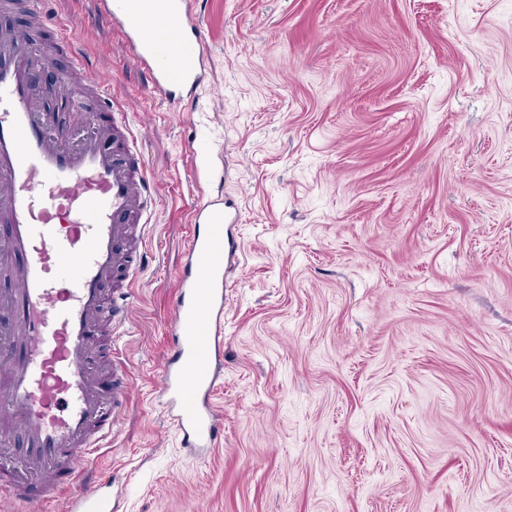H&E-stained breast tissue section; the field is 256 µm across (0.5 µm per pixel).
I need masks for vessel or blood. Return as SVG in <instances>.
Returning <instances> with one entry per match:
<instances>
[{
	"mask_svg": "<svg viewBox=\"0 0 512 512\" xmlns=\"http://www.w3.org/2000/svg\"><path fill=\"white\" fill-rule=\"evenodd\" d=\"M29 30L0 26V498L62 502L63 512H117L111 476L96 454L112 437L132 390L116 346L131 322V294L147 260L154 187L126 114L89 65L74 58L61 85L92 100L75 138L44 110L33 82L75 37L28 4ZM89 25L117 31L148 89L172 103L206 79L208 53L192 0H99ZM223 195L190 211L192 226L167 321L170 356L158 396L183 447L205 455L224 436L214 393L224 361V301L239 244Z\"/></svg>",
	"mask_w": 512,
	"mask_h": 512,
	"instance_id": "vessel-or-blood-1",
	"label": "vessel or blood"
}]
</instances>
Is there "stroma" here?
<instances>
[{
	"label": "stroma",
	"mask_w": 512,
	"mask_h": 512,
	"mask_svg": "<svg viewBox=\"0 0 512 512\" xmlns=\"http://www.w3.org/2000/svg\"><path fill=\"white\" fill-rule=\"evenodd\" d=\"M209 75L149 93L97 0H49L155 184L96 466L118 512H512V0H196ZM240 216L189 455L156 397L187 215Z\"/></svg>",
	"instance_id": "obj_1"
}]
</instances>
